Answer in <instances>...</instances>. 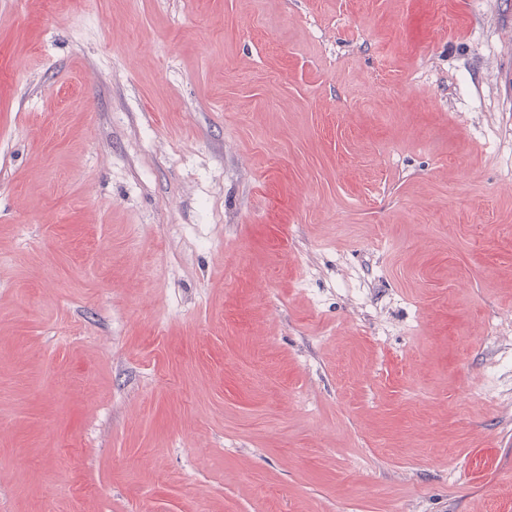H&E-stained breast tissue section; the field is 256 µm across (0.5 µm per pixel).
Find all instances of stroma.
<instances>
[{
	"instance_id": "stroma-1",
	"label": "stroma",
	"mask_w": 512,
	"mask_h": 512,
	"mask_svg": "<svg viewBox=\"0 0 512 512\" xmlns=\"http://www.w3.org/2000/svg\"><path fill=\"white\" fill-rule=\"evenodd\" d=\"M0 512H512V0H0Z\"/></svg>"
}]
</instances>
